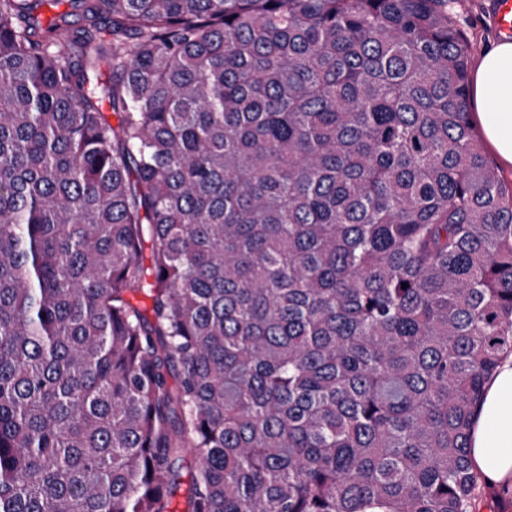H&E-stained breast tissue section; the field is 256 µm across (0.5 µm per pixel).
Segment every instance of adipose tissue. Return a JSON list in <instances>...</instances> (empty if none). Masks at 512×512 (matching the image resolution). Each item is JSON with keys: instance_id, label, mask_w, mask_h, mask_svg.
Wrapping results in <instances>:
<instances>
[{"instance_id": "1", "label": "adipose tissue", "mask_w": 512, "mask_h": 512, "mask_svg": "<svg viewBox=\"0 0 512 512\" xmlns=\"http://www.w3.org/2000/svg\"><path fill=\"white\" fill-rule=\"evenodd\" d=\"M473 101L485 139L512 166V39L481 56L473 77ZM474 471L486 482H512V354L487 383L470 439Z\"/></svg>"}]
</instances>
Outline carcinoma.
Masks as SVG:
<instances>
[{
    "instance_id": "cac0c4a2",
    "label": "carcinoma",
    "mask_w": 512,
    "mask_h": 512,
    "mask_svg": "<svg viewBox=\"0 0 512 512\" xmlns=\"http://www.w3.org/2000/svg\"><path fill=\"white\" fill-rule=\"evenodd\" d=\"M468 56L448 0H0V512H171L188 452L184 512H478Z\"/></svg>"
}]
</instances>
